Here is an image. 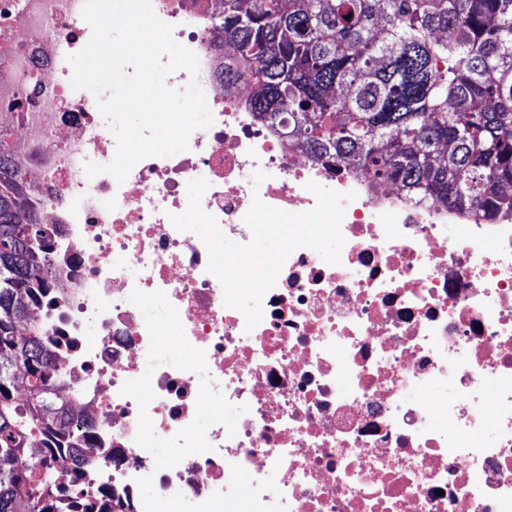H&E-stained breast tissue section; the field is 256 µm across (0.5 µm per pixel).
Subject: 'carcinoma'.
<instances>
[{"label": "carcinoma", "mask_w": 512, "mask_h": 512, "mask_svg": "<svg viewBox=\"0 0 512 512\" xmlns=\"http://www.w3.org/2000/svg\"><path fill=\"white\" fill-rule=\"evenodd\" d=\"M224 77L317 158L494 222L512 214V0H224ZM51 241L0 153V512H58L28 464L80 459L31 317Z\"/></svg>", "instance_id": "carcinoma-1"}]
</instances>
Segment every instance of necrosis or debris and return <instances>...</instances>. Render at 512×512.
<instances>
[{
	"mask_svg": "<svg viewBox=\"0 0 512 512\" xmlns=\"http://www.w3.org/2000/svg\"><path fill=\"white\" fill-rule=\"evenodd\" d=\"M83 7L0 0V150L50 230L36 320L94 462L77 480L69 461L33 459L67 512L103 489L127 512L173 498L191 512H512V215L483 223L311 158L253 112L254 81L225 82L222 0H153L199 60L169 82H197L213 124L125 181L88 176L116 140L97 97L71 84L67 57L92 35ZM197 178L203 210L240 244L254 200L304 213L318 204L310 184L352 193L339 263L293 250L247 328L205 243L171 221ZM147 294L180 326L170 344L138 305ZM146 357L145 397L129 378ZM229 472L248 475L245 493Z\"/></svg>",
	"mask_w": 512,
	"mask_h": 512,
	"instance_id": "obj_1",
	"label": "necrosis or debris"
}]
</instances>
